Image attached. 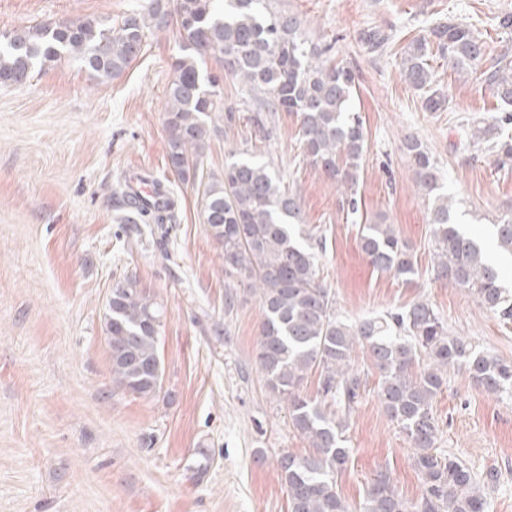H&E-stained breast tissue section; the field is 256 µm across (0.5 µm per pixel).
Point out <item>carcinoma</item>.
<instances>
[{
    "label": "carcinoma",
    "instance_id": "carcinoma-1",
    "mask_svg": "<svg viewBox=\"0 0 512 512\" xmlns=\"http://www.w3.org/2000/svg\"><path fill=\"white\" fill-rule=\"evenodd\" d=\"M174 26L180 53L172 63L164 126L168 165L178 180L197 191L208 235L222 249L224 277L232 283L224 308L232 311L241 287L256 296L262 322L256 362L265 386L287 404L293 430L313 452H282L276 459L288 491V512H350L337 488L351 449L347 417L362 397L364 381L353 353L360 347L380 374L377 397L413 448V466L422 495L404 498L388 472L368 482L359 512H488L476 477L458 457L436 448L439 424L433 404L458 369L485 393L512 395V361L476 348L464 336L448 333V323L427 301L400 311L351 322L336 309V293L319 276L322 238L305 224L296 194L269 162L239 159L217 176L205 167L212 137L223 132L219 77L201 69L205 58L223 64L224 77L242 85L269 112H289L300 125L303 157L321 169L342 192L358 180L366 149L360 112L352 101L354 71L332 57L333 46L309 40L302 21L274 0H149L124 16L117 27L88 18L81 22L40 24L0 34V85L25 84L34 71L62 59L81 65L97 83L110 82L140 57L148 36ZM460 75L485 55L481 36L469 26L448 21L414 40L403 59L404 77L429 112L449 105L430 64L433 53ZM496 97L512 107V61L500 58L486 70ZM486 144L500 168H512V135L488 124L470 131ZM418 192L430 204L434 241L433 273L469 291L475 301L512 321V290L479 240L459 222L456 200L443 191L436 159L417 138L405 143ZM150 200L136 191L115 192L121 224H173L177 200L154 186ZM497 253L512 259V216L491 225ZM359 244L370 264L408 282L417 274L410 247L379 214L362 225ZM104 333L112 359V384L140 397L162 389L159 353L163 309L139 280L126 275L112 286V309L104 312ZM319 373V397L301 387Z\"/></svg>",
    "mask_w": 512,
    "mask_h": 512
}]
</instances>
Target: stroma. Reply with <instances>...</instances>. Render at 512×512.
<instances>
[{
  "mask_svg": "<svg viewBox=\"0 0 512 512\" xmlns=\"http://www.w3.org/2000/svg\"><path fill=\"white\" fill-rule=\"evenodd\" d=\"M147 3L0 0V32L88 18L116 24ZM276 3L356 73L353 105L366 131L359 212L349 213L335 185L304 160L296 116L258 120L252 97L228 81L219 91L233 117L210 143L208 169L222 174L237 156L275 163L325 239L320 276L348 320L424 299L451 334L512 359V324L465 289L435 280L428 203L403 148L414 136L430 150L470 232L485 236L487 224L512 214V169L497 168L467 140L473 125L503 116L484 72L494 58L512 60V30L499 25L512 15V0ZM450 19L481 34L485 55L463 77L435 58L450 105L428 112L404 78L405 50ZM368 29L386 36L382 48L361 41ZM178 45L175 30L155 33L105 84L64 61L26 85L0 87V512H288L276 459L311 447L265 388L255 360L257 298L244 296L225 312L221 251L205 231L195 190L167 164L165 98ZM136 174L177 196L168 235L116 223L112 195ZM379 213L412 248V282L374 270L360 250L363 218ZM127 274L164 307L163 383L151 398L112 385L103 315L113 282ZM355 363L365 391L347 420L352 453L338 490L357 512L370 478L385 471L401 495L418 499L413 450L376 397L379 373L366 354ZM433 411L438 447L476 477L497 469V484L480 491L489 512H512V398L489 396L455 370Z\"/></svg>",
  "mask_w": 512,
  "mask_h": 512,
  "instance_id": "35a3bbf8",
  "label": "stroma"
}]
</instances>
